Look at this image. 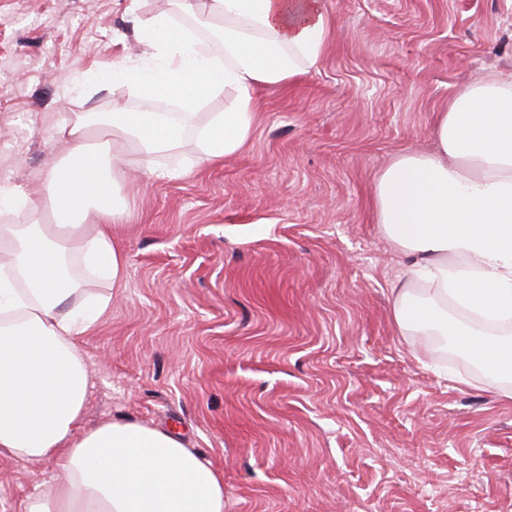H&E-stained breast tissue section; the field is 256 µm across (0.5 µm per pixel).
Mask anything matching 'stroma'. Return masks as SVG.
I'll list each match as a JSON object with an SVG mask.
<instances>
[{"label":"stroma","mask_w":512,"mask_h":512,"mask_svg":"<svg viewBox=\"0 0 512 512\" xmlns=\"http://www.w3.org/2000/svg\"><path fill=\"white\" fill-rule=\"evenodd\" d=\"M162 0H0V179L27 186L67 114L135 112L108 74ZM334 35L297 85L258 93L248 147L204 162L195 131L115 192L123 287L78 348L83 428L171 429L224 475V512H512V400L467 356L400 335L406 261L374 178L433 146L449 93L512 78V0H325ZM91 75L82 92L69 75ZM468 379L455 388L451 375ZM53 468L0 455V512Z\"/></svg>","instance_id":"35a3bbf8"}]
</instances>
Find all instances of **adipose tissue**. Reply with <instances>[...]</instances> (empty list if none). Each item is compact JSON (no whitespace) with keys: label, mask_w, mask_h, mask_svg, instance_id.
I'll use <instances>...</instances> for the list:
<instances>
[{"label":"adipose tissue","mask_w":512,"mask_h":512,"mask_svg":"<svg viewBox=\"0 0 512 512\" xmlns=\"http://www.w3.org/2000/svg\"><path fill=\"white\" fill-rule=\"evenodd\" d=\"M201 24L224 23V49L161 12L134 18L147 50L112 65L134 87L136 112L113 113L112 161L87 140L103 117L66 119L67 158L29 186L0 182V453L53 461L51 494L23 512H224V476L171 431L130 419L80 431L89 376L77 342L95 331L126 278L112 245L125 210L112 187L126 171L151 173L177 149L194 110L229 95L196 129L205 160L220 164L250 140L255 92L317 69L333 35L322 0H201ZM173 111L158 112V100ZM434 147L400 153L375 178V222L406 258L391 287L401 334L441 336L492 381L512 380V80L487 73L458 88L432 126ZM47 200L33 223L7 218ZM99 223H90V215ZM80 260L109 292L83 289L66 269Z\"/></svg>","instance_id":"obj_1"}]
</instances>
